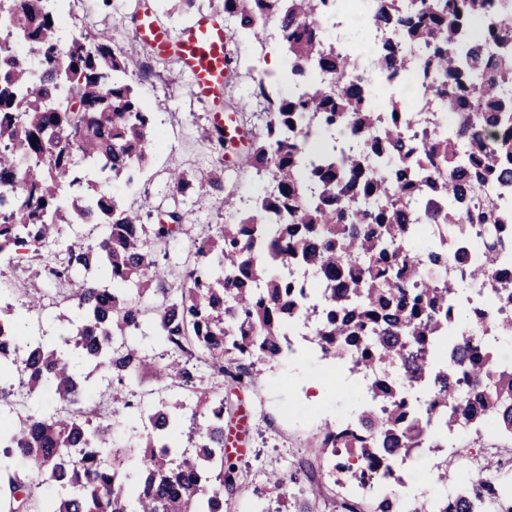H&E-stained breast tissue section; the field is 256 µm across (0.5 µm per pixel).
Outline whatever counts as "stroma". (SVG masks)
Here are the masks:
<instances>
[{"label":"stroma","instance_id":"stroma-1","mask_svg":"<svg viewBox=\"0 0 512 512\" xmlns=\"http://www.w3.org/2000/svg\"><path fill=\"white\" fill-rule=\"evenodd\" d=\"M141 10L151 11L174 35L199 16L224 15L222 0H196L188 10L181 7L179 0H74L73 4L61 5L60 25L64 31L78 35L106 34L128 55L148 65L145 75L133 76L132 85L153 113L161 142L149 167L137 176L134 185L128 187L119 181L113 191L135 206L147 201L156 208L176 205L188 211L192 231L169 248L170 265L179 271L194 240L206 235L208 225L223 223L226 217L209 188L201 185V177L211 172L222 174L226 179H237L243 189L251 185L252 179L247 173L236 175L225 171L220 154L207 141L210 103L194 97L190 77L177 62L156 56L140 40L132 18ZM280 49L278 38L268 29L257 39L245 43L233 41L228 46L234 58L233 76L226 82L224 93L248 99L249 129L259 130L263 121V101L254 97V90L261 85L274 91L279 88L276 77L268 72L257 74L255 68L264 65L270 53ZM174 165L191 182L186 194H176L169 182L168 170ZM320 371V366L307 357L284 366L266 363L259 381L246 392L225 386V394L240 398L242 404L253 408L255 403H262L263 409L255 411L246 436V451L237 458L249 490L225 496L224 512H239L255 491L271 503L304 504L310 512H341L335 485L286 486L278 490L267 482L268 473L283 471L290 461L298 460L312 467L322 464L327 452L317 447L316 437L332 425L337 412L354 405L351 388L333 375L326 378L323 398L312 401L303 388Z\"/></svg>","mask_w":512,"mask_h":512}]
</instances>
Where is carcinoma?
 Wrapping results in <instances>:
<instances>
[{
  "instance_id": "1",
  "label": "carcinoma",
  "mask_w": 512,
  "mask_h": 512,
  "mask_svg": "<svg viewBox=\"0 0 512 512\" xmlns=\"http://www.w3.org/2000/svg\"><path fill=\"white\" fill-rule=\"evenodd\" d=\"M48 2L0 0V277L45 244L62 252L44 285L0 292V406L14 408L15 377L25 388L0 434V506L212 512L213 499L246 489L224 456L222 378L253 385L251 360L288 353L282 337L318 298L322 350L387 372L364 390L377 407L363 410L362 434L321 436L328 476L362 482L373 467L391 475L415 454L427 433L405 424V385L422 378V409L439 411L448 434L471 427L512 437V371L489 361L477 316L450 308L484 283L495 304H512V282L491 279L512 242L493 233L500 214L483 199L490 181L512 183V135L502 132L512 124V13L503 3L224 0L235 38L258 37L270 17L280 30L288 94L259 85L265 124L239 158L272 190L253 192L242 210L222 178L208 176L227 223L208 226L172 276L167 247L187 234V213L146 224L111 192L113 181H133L155 142L151 113L127 82L138 63L104 35L61 44ZM350 9L366 22L327 38L326 21ZM375 28L390 38L372 43ZM67 224L95 236L69 244ZM463 239L483 261L462 278L436 280L411 258L423 251L444 263ZM53 290L74 313L71 332L33 336L28 313ZM147 337L161 352L140 344ZM143 372L172 394L149 411L148 445L133 443L128 424L129 452H114L116 415L139 408L123 388ZM103 383L105 419L67 413ZM470 387L481 392L479 413L466 404ZM20 459L37 478H20ZM471 482L446 512H486L491 494L512 512L506 481Z\"/></svg>"
}]
</instances>
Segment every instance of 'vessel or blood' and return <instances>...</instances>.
Listing matches in <instances>:
<instances>
[{
    "label": "vessel or blood",
    "mask_w": 512,
    "mask_h": 512,
    "mask_svg": "<svg viewBox=\"0 0 512 512\" xmlns=\"http://www.w3.org/2000/svg\"><path fill=\"white\" fill-rule=\"evenodd\" d=\"M137 33L157 55L174 58L191 79L195 97L214 103L212 126L223 129L227 138L237 139L239 128L233 114L217 107L224 94V79L228 73L229 33L217 19L203 15L179 38H171L167 31L149 13L138 15ZM250 410H241L237 419L224 428V447L233 451L248 432Z\"/></svg>",
    "instance_id": "b4317fda"
}]
</instances>
